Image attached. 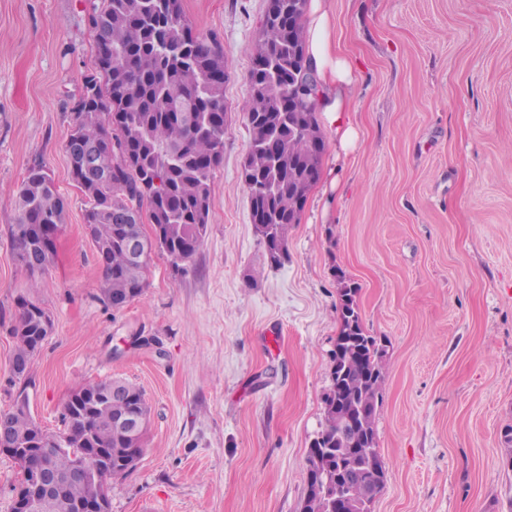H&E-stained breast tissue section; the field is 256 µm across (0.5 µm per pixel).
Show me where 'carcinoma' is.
<instances>
[{
  "label": "carcinoma",
  "mask_w": 512,
  "mask_h": 512,
  "mask_svg": "<svg viewBox=\"0 0 512 512\" xmlns=\"http://www.w3.org/2000/svg\"><path fill=\"white\" fill-rule=\"evenodd\" d=\"M308 0H267L258 39L250 50V90L242 104L250 146L244 183L255 232L272 267L288 256V225L299 223L307 196L318 182L325 138L315 107L297 99L298 85L316 88L307 63L304 21ZM88 22L97 42V68L85 75L73 104V126L66 151L70 177L81 185L87 208L84 224L95 248L101 291L112 307L122 308L146 286L151 261L137 265L126 242L124 217L147 209L149 246L175 271L199 250L211 210L210 180L220 164L227 133L224 84L227 72L217 37L193 32L182 0H98ZM93 155L95 170L82 164ZM109 172V182L95 172ZM64 202L44 166L27 169L16 223L9 225L14 254L28 252L59 234ZM359 288L341 281L339 333L332 353L331 388L324 399V426L308 450L312 479L301 512H336L349 495L361 512L385 484L386 467L377 446L375 409L382 388L385 349L364 327L356 300ZM50 315L25 295L17 297L12 361L31 365L47 337ZM29 374L13 375L19 384L11 430L23 448L66 438V450L52 461L66 472L86 448L112 449L106 482L126 477L128 459L143 452V437L117 425L126 416L149 420L143 391L125 380L79 386L64 405V428L44 431L22 409L29 404ZM86 485L69 484L54 512L84 498Z\"/></svg>",
  "instance_id": "cac0c4a2"
}]
</instances>
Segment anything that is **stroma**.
Here are the masks:
<instances>
[{
	"label": "stroma",
	"instance_id": "35a3bbf8",
	"mask_svg": "<svg viewBox=\"0 0 512 512\" xmlns=\"http://www.w3.org/2000/svg\"><path fill=\"white\" fill-rule=\"evenodd\" d=\"M93 2L0 0V412L15 395L10 327L26 293L53 322L28 389L44 430L61 429L71 392L91 382L126 379L150 407L110 512H301L344 280L386 348L373 512H512V0H333L359 69V140L340 172L327 138L275 269L241 178L267 0H182L194 31L224 47V154L194 261L176 272L154 253L143 293L118 310L102 298L65 149L96 63ZM37 163L66 214L33 288L8 226Z\"/></svg>",
	"mask_w": 512,
	"mask_h": 512
}]
</instances>
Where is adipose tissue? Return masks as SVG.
<instances>
[{
    "label": "adipose tissue",
    "mask_w": 512,
    "mask_h": 512,
    "mask_svg": "<svg viewBox=\"0 0 512 512\" xmlns=\"http://www.w3.org/2000/svg\"><path fill=\"white\" fill-rule=\"evenodd\" d=\"M331 0H311L306 20L307 56L318 78L316 110L336 138V158L346 161L357 147L356 117L349 95L358 74L337 43Z\"/></svg>",
    "instance_id": "ef3b65f1"
}]
</instances>
